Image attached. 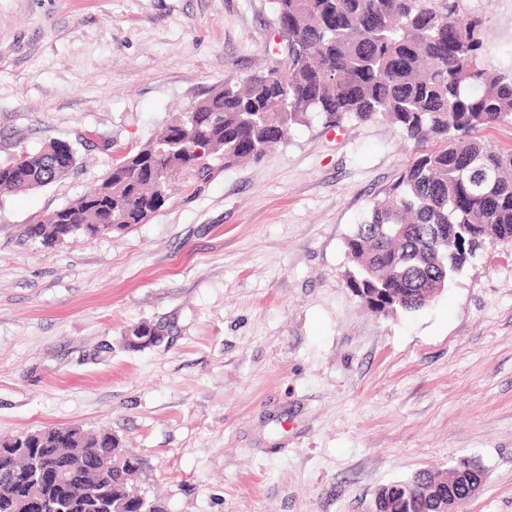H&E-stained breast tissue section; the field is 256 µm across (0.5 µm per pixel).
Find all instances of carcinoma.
<instances>
[{
	"label": "carcinoma",
	"mask_w": 512,
	"mask_h": 512,
	"mask_svg": "<svg viewBox=\"0 0 512 512\" xmlns=\"http://www.w3.org/2000/svg\"><path fill=\"white\" fill-rule=\"evenodd\" d=\"M288 29V59L270 60L238 85L172 117L161 135L128 153L90 194L27 225L25 239L53 249L73 235H109L147 221L165 204L173 169L228 168L259 160L288 127L313 112L338 120L387 118L413 142L414 157L347 240L355 267L348 285L392 288L378 313L424 308L475 253L512 242V148L482 132L512 122V72L480 67L479 24L459 0H271ZM0 165V188L37 189L66 176L75 152L53 142ZM0 441V512H100L83 499L98 491L118 512H139L132 494L139 459L106 432L48 427ZM112 457V467L101 460ZM471 472L428 469L381 488L379 512H437L436 490L467 500Z\"/></svg>",
	"instance_id": "cac0c4a2"
}]
</instances>
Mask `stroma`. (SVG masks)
I'll list each match as a JSON object with an SVG mask.
<instances>
[{
  "instance_id": "obj_1",
  "label": "stroma",
  "mask_w": 512,
  "mask_h": 512,
  "mask_svg": "<svg viewBox=\"0 0 512 512\" xmlns=\"http://www.w3.org/2000/svg\"><path fill=\"white\" fill-rule=\"evenodd\" d=\"M460 14L511 70L512 0ZM275 28L270 0H0V165L57 139L77 158L0 194V436L112 432L162 512H375L463 458L486 482L459 512H512V243L417 312L347 283V240L411 155L388 120L315 114L259 161L174 173L147 223L51 252L23 236L256 71ZM161 320L162 344L123 346Z\"/></svg>"
}]
</instances>
